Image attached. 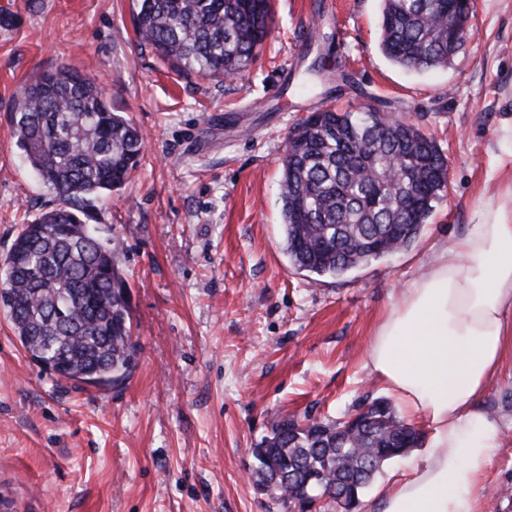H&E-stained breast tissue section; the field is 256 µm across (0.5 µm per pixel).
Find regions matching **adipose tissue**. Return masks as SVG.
Masks as SVG:
<instances>
[{
  "instance_id": "adipose-tissue-1",
  "label": "adipose tissue",
  "mask_w": 512,
  "mask_h": 512,
  "mask_svg": "<svg viewBox=\"0 0 512 512\" xmlns=\"http://www.w3.org/2000/svg\"><path fill=\"white\" fill-rule=\"evenodd\" d=\"M512 354V206L475 212L447 256L408 281L371 337L366 366L422 419L421 461L383 485L376 512H483L502 430L480 405Z\"/></svg>"
}]
</instances>
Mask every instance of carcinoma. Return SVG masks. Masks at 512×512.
Returning <instances> with one entry per match:
<instances>
[{"label":"carcinoma","instance_id":"obj_1","mask_svg":"<svg viewBox=\"0 0 512 512\" xmlns=\"http://www.w3.org/2000/svg\"><path fill=\"white\" fill-rule=\"evenodd\" d=\"M449 4L383 0V55L415 71L448 65L463 46L448 31ZM133 19L140 41L175 72L222 83L249 73L273 8L272 0H136ZM369 111L310 113L294 123L281 157L284 250L310 275L341 277L408 248L443 197L447 161L437 142ZM13 132L57 203L23 225L0 262V309L30 357L61 359L57 376L122 382L137 359L127 281L112 239L87 224L86 203L131 180L143 137L94 78L65 66L18 91ZM421 439L382 400L344 422L285 414L253 449L254 475L291 507L308 495H342L351 512L383 465Z\"/></svg>","mask_w":512,"mask_h":512}]
</instances>
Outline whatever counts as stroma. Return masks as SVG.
Here are the masks:
<instances>
[{
    "instance_id": "obj_1",
    "label": "stroma",
    "mask_w": 512,
    "mask_h": 512,
    "mask_svg": "<svg viewBox=\"0 0 512 512\" xmlns=\"http://www.w3.org/2000/svg\"><path fill=\"white\" fill-rule=\"evenodd\" d=\"M0 259L56 204L13 135L18 90L67 65L95 78L144 137L92 224L116 243L136 366L84 387L43 371L0 312V492L10 512H290L251 450L287 413L341 421L386 397L365 362L403 284L476 210L512 193V0H476L450 66L393 65L380 0H275L272 37L247 78L183 77L136 36L133 0H0ZM320 91L302 86L317 60ZM294 87L288 98L282 86ZM433 137L449 190L407 249L339 278L283 251L281 156L296 119L364 94ZM503 423L486 512H512V358L480 399Z\"/></svg>"
}]
</instances>
